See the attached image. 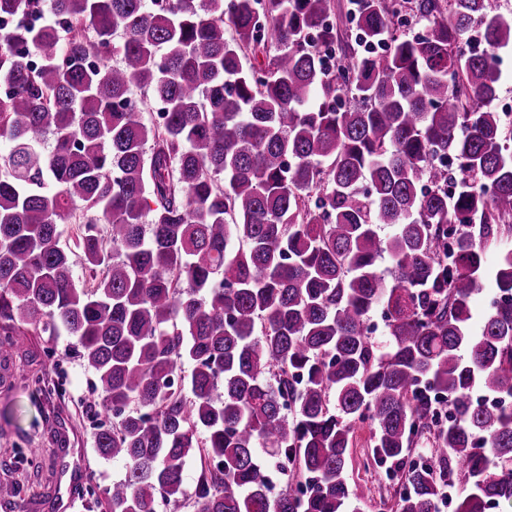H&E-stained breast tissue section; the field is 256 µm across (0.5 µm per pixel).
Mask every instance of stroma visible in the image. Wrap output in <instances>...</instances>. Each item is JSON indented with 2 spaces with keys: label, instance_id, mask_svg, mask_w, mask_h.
<instances>
[{
  "label": "stroma",
  "instance_id": "35a3bbf8",
  "mask_svg": "<svg viewBox=\"0 0 512 512\" xmlns=\"http://www.w3.org/2000/svg\"><path fill=\"white\" fill-rule=\"evenodd\" d=\"M92 382L75 339L63 334L23 337L10 357H0V482L22 488L17 500L0 503V512H88V485L124 477L121 461L103 459L93 447L97 416L86 409ZM369 445V427L358 425L346 474L350 485L370 490L362 512H379L398 485L374 464ZM31 450L40 469L16 470L17 454Z\"/></svg>",
  "mask_w": 512,
  "mask_h": 512
}]
</instances>
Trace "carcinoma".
Returning a JSON list of instances; mask_svg holds the SVG:
<instances>
[{"instance_id": "1", "label": "carcinoma", "mask_w": 512, "mask_h": 512, "mask_svg": "<svg viewBox=\"0 0 512 512\" xmlns=\"http://www.w3.org/2000/svg\"><path fill=\"white\" fill-rule=\"evenodd\" d=\"M356 6L351 43L332 0H0V353L76 338L112 414L95 450L126 467L102 512L179 501L189 457L197 512H357L358 422L400 483L388 512L452 484L458 512L512 507V407L473 398L512 399V248L485 265L512 236V16ZM501 81L498 88V97L494 107L501 112L503 104L512 103V51L502 53L500 57Z\"/></svg>"}]
</instances>
